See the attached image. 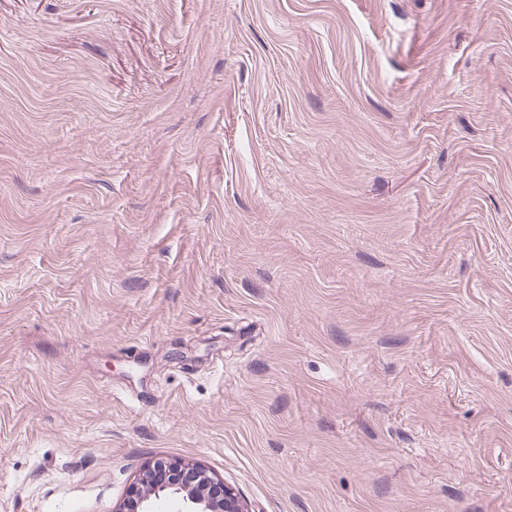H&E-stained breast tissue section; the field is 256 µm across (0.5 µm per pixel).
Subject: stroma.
Returning a JSON list of instances; mask_svg holds the SVG:
<instances>
[{
  "label": "stroma",
  "instance_id": "35a3bbf8",
  "mask_svg": "<svg viewBox=\"0 0 512 512\" xmlns=\"http://www.w3.org/2000/svg\"><path fill=\"white\" fill-rule=\"evenodd\" d=\"M160 458L512 512V0H0V512Z\"/></svg>",
  "mask_w": 512,
  "mask_h": 512
}]
</instances>
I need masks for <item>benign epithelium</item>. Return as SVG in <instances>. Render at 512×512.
<instances>
[{
	"mask_svg": "<svg viewBox=\"0 0 512 512\" xmlns=\"http://www.w3.org/2000/svg\"><path fill=\"white\" fill-rule=\"evenodd\" d=\"M180 500L184 512H248L234 490L200 465L157 460L144 467L117 512H158L164 500Z\"/></svg>",
	"mask_w": 512,
	"mask_h": 512,
	"instance_id": "benign-epithelium-1",
	"label": "benign epithelium"
}]
</instances>
